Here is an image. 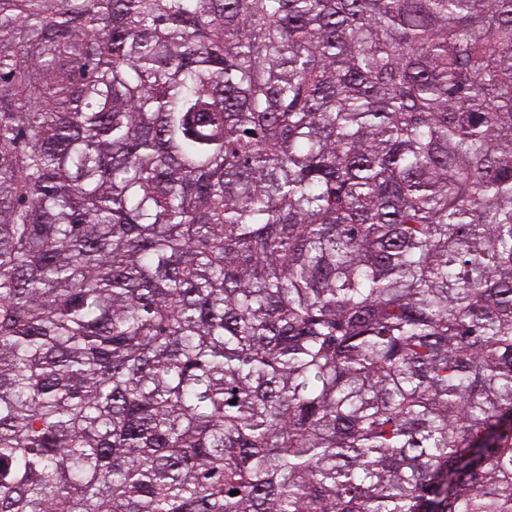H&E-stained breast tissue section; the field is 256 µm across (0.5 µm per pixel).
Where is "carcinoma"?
Returning <instances> with one entry per match:
<instances>
[{"mask_svg": "<svg viewBox=\"0 0 512 512\" xmlns=\"http://www.w3.org/2000/svg\"><path fill=\"white\" fill-rule=\"evenodd\" d=\"M0 512H512V0H0Z\"/></svg>", "mask_w": 512, "mask_h": 512, "instance_id": "cac0c4a2", "label": "carcinoma"}]
</instances>
